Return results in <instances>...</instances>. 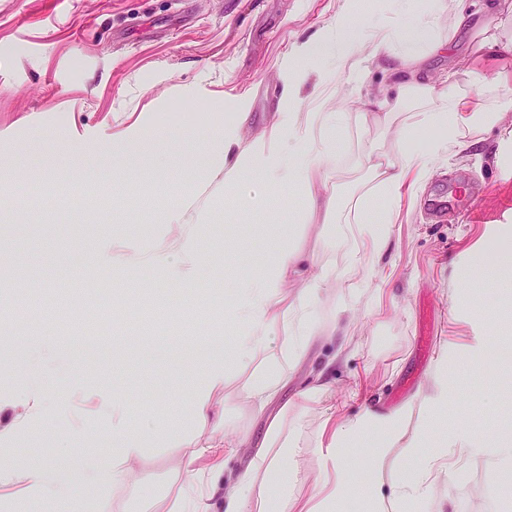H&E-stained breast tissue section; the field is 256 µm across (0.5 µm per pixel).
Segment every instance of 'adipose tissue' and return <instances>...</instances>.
Instances as JSON below:
<instances>
[{
	"label": "adipose tissue",
	"instance_id": "adipose-tissue-1",
	"mask_svg": "<svg viewBox=\"0 0 512 512\" xmlns=\"http://www.w3.org/2000/svg\"><path fill=\"white\" fill-rule=\"evenodd\" d=\"M350 10L337 15L334 23L298 44L288 58V94L281 103L274 123L259 138L243 141L236 128L208 135L212 176L218 177L225 192L237 189L244 174H252L264 187L248 203L250 210L265 207L269 193L296 185L305 192L308 214L332 215L340 202L329 186L340 172L345 151L343 131L347 125L362 130L365 139L354 165L363 169L373 183L372 193L387 202L379 221L380 229L370 234V250L379 253L387 242L385 227L393 223L395 203L403 195L418 196L431 165L451 151L479 149L473 131L491 125L507 106L500 90L501 77H488L473 70L464 74L448 71L441 85H434L428 73L431 58L446 53L454 45L459 27L467 18L465 0H399L397 19L358 34L357 15L362 0H349ZM389 65L392 81L352 112L330 109L310 112L302 88L310 75H317L319 87L336 90L342 81L362 88L372 61ZM421 131L434 132L423 151L409 143ZM190 205L173 206L167 214L169 233L150 255L126 245V258L132 262L149 260L160 277L191 284L197 279L199 258L190 224ZM179 255L178 266H170V255ZM303 278L305 287L296 298H289L288 285ZM336 282V271L319 257L304 258L300 248L274 246L262 275L236 287L225 311L237 323L239 353L254 361L255 370L244 384L246 396L256 406H264L272 390L285 375L289 363L304 352L314 336L312 307L323 288ZM288 329L277 352H269L266 338L275 328ZM231 372L223 359L206 363L189 383L194 390L193 412L198 431L185 442L181 463L184 480L169 502L166 512H340L351 491L348 482V445L366 429L380 434V444L370 454L375 474H382L391 456L399 460L420 459L417 472L389 483H376L372 489V512H398L411 502H427L430 512H446L448 496L438 489L443 476H454V460L474 456L469 437L449 430L443 451L425 453L420 437H407L406 423L418 417L421 425L441 423V410L447 407L451 391L445 367H437L424 391L401 409L386 415L366 412L360 419L335 423L325 419L319 449L322 470L305 500H291L287 460L299 455L280 425H270L266 449L259 453L247 472L236 476L224 473V454L240 444L234 428L224 418L227 387ZM112 446L109 462L76 474L60 468L32 463L18 477L27 492L36 498L62 500L78 491L121 492L135 499L139 488L129 479L132 464L142 454L140 437L132 431L125 403L112 399Z\"/></svg>",
	"mask_w": 512,
	"mask_h": 512
}]
</instances>
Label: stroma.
Returning <instances> with one entry per match:
<instances>
[{"mask_svg": "<svg viewBox=\"0 0 512 512\" xmlns=\"http://www.w3.org/2000/svg\"><path fill=\"white\" fill-rule=\"evenodd\" d=\"M344 0H0V199L22 205L0 211V453L13 465L72 467L108 461L112 395L125 398L144 452L131 481L138 500L102 492L70 501L30 497L0 470V512H157L180 485L183 439L195 427L187 379L200 359L143 358L140 339L180 336L205 356L226 358L234 376L225 415L245 437L224 461L225 475L244 471L273 420L305 450L291 461L299 478L289 498L306 499L320 471L306 447L317 439L329 406L345 401L344 419L368 410L400 409L444 364L451 386L449 423L481 447L512 434V112L477 132L482 147L438 158L412 208L388 227L387 246L372 260L361 224L304 223L302 190L274 194L264 212L242 216L223 190L201 194L194 235L202 274L188 286L161 281L147 263L113 264L112 246L134 241L143 252L168 234L169 206L205 179L208 130L240 127L253 138L280 110L283 65L294 43L329 23ZM473 26L462 28L449 57L431 60L466 72L512 75V23L499 30L506 48L472 54ZM88 191L80 208L62 204L72 187ZM454 195L446 221L432 199ZM290 238L335 264L336 286L316 304L321 328L342 309L349 324L334 337H313L264 409L241 386L254 365L235 350L236 328L221 309L234 283L259 276L273 245ZM108 279L120 295L108 317L112 353L74 351L96 299L93 281ZM364 293L350 298V283ZM485 310L492 359L468 356L473 326L462 291ZM328 389L302 398L323 365ZM465 469L480 483L450 485L457 512H487L489 496L512 500V458L477 456Z\"/></svg>", "mask_w": 512, "mask_h": 512, "instance_id": "stroma-1", "label": "stroma"}]
</instances>
